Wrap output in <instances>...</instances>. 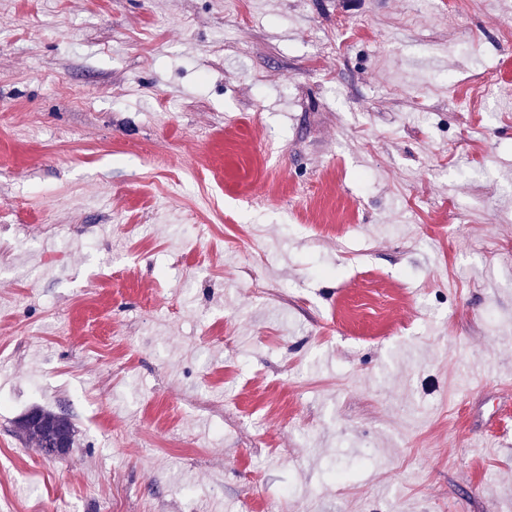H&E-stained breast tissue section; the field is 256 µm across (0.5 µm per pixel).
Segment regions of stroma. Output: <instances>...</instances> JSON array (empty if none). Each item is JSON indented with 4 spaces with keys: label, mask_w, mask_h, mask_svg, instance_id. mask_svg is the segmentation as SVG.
<instances>
[{
    "label": "stroma",
    "mask_w": 512,
    "mask_h": 512,
    "mask_svg": "<svg viewBox=\"0 0 512 512\" xmlns=\"http://www.w3.org/2000/svg\"><path fill=\"white\" fill-rule=\"evenodd\" d=\"M507 30L0 0V512H512ZM19 428L22 434L32 440L46 456L53 457L51 448H53V431L56 429H64L69 434L63 430L55 434L53 446L60 455H65L67 452L69 436L70 448L75 442V425L65 413L43 409L34 410L20 421Z\"/></svg>",
    "instance_id": "1"
}]
</instances>
